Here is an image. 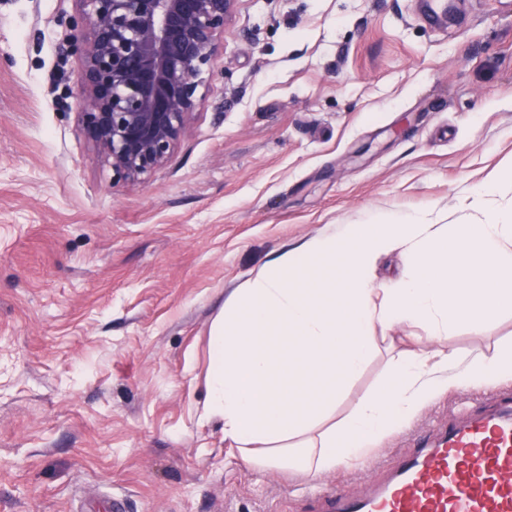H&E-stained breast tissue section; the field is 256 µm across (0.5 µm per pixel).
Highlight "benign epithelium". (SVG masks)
Segmentation results:
<instances>
[{
	"label": "benign epithelium",
	"mask_w": 512,
	"mask_h": 512,
	"mask_svg": "<svg viewBox=\"0 0 512 512\" xmlns=\"http://www.w3.org/2000/svg\"><path fill=\"white\" fill-rule=\"evenodd\" d=\"M82 38L79 127L114 182L165 168L239 0H74Z\"/></svg>",
	"instance_id": "benign-epithelium-1"
}]
</instances>
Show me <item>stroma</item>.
<instances>
[{
    "instance_id": "1",
    "label": "stroma",
    "mask_w": 512,
    "mask_h": 512,
    "mask_svg": "<svg viewBox=\"0 0 512 512\" xmlns=\"http://www.w3.org/2000/svg\"><path fill=\"white\" fill-rule=\"evenodd\" d=\"M73 0H0V512H305L358 494L487 390L448 393L362 462L311 480L243 465L203 418L208 337L273 252L432 210L512 159V0H239L167 167L113 184L80 131ZM460 357L512 347V311ZM379 350L336 402L381 386Z\"/></svg>"
}]
</instances>
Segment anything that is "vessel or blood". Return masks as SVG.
Wrapping results in <instances>:
<instances>
[{"label":"vessel or blood","mask_w":512,"mask_h":512,"mask_svg":"<svg viewBox=\"0 0 512 512\" xmlns=\"http://www.w3.org/2000/svg\"><path fill=\"white\" fill-rule=\"evenodd\" d=\"M312 512H512V394L425 436L364 494H317Z\"/></svg>","instance_id":"vessel-or-blood-1"}]
</instances>
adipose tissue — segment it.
I'll return each mask as SVG.
<instances>
[{
    "label": "adipose tissue",
    "instance_id": "1",
    "mask_svg": "<svg viewBox=\"0 0 512 512\" xmlns=\"http://www.w3.org/2000/svg\"><path fill=\"white\" fill-rule=\"evenodd\" d=\"M512 161L474 191L477 224H439L422 213L345 225L277 252L235 289L209 340L205 418L254 469L316 478L366 457L385 437L453 391L512 382V348L460 359L457 325L483 333L512 311ZM406 249L412 263L377 280L379 260ZM424 333L393 355L387 378L340 420L329 413L371 360L379 334L399 323Z\"/></svg>",
    "mask_w": 512,
    "mask_h": 512
}]
</instances>
